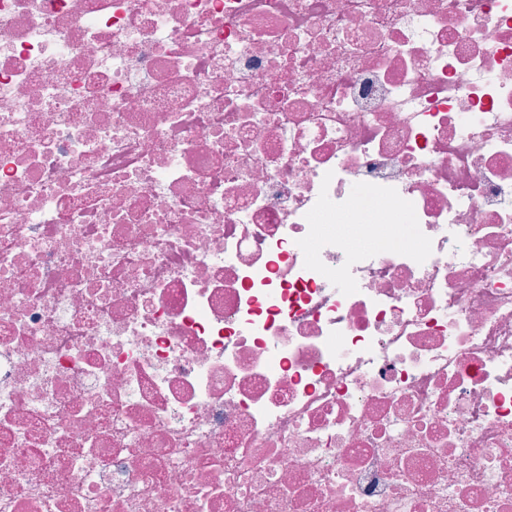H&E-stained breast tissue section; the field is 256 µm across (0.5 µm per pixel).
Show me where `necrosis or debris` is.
I'll return each instance as SVG.
<instances>
[{
    "label": "necrosis or debris",
    "mask_w": 512,
    "mask_h": 512,
    "mask_svg": "<svg viewBox=\"0 0 512 512\" xmlns=\"http://www.w3.org/2000/svg\"><path fill=\"white\" fill-rule=\"evenodd\" d=\"M0 512H512V0H0Z\"/></svg>",
    "instance_id": "obj_1"
}]
</instances>
